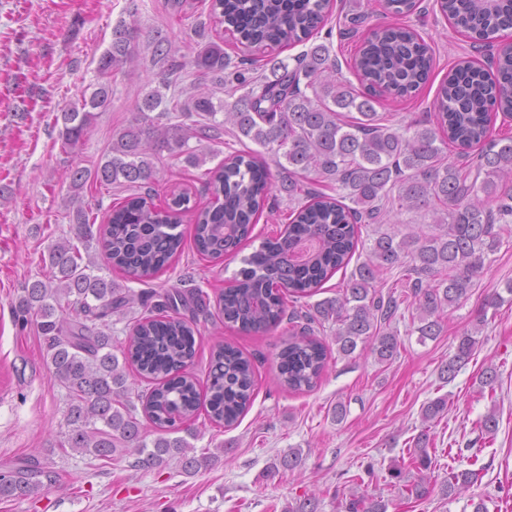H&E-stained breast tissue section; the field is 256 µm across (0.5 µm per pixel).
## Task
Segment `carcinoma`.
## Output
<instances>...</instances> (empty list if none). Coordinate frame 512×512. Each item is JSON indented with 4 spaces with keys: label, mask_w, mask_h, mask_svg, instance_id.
<instances>
[{
    "label": "carcinoma",
    "mask_w": 512,
    "mask_h": 512,
    "mask_svg": "<svg viewBox=\"0 0 512 512\" xmlns=\"http://www.w3.org/2000/svg\"><path fill=\"white\" fill-rule=\"evenodd\" d=\"M330 0H210L209 18L224 24L248 48L291 47L314 35L328 21ZM440 11L459 33L490 38L512 29V0H439ZM152 47L150 64L157 86L146 90L133 119L112 136L108 154L94 168L69 171L70 235L51 241L42 254L44 278L25 284L14 305L22 328L36 323L46 364L66 391V431L58 447L98 460L135 456V466L162 467L176 459L184 471L197 472L208 454L195 455L189 439L199 437L195 422L226 430L238 424L253 401L255 368L244 352L218 343L210 352L208 386L201 395L190 372L201 331L183 311L210 305L199 288L172 287L159 295L122 290L100 274L96 253L130 280L145 281L162 273L186 249L184 221L193 224L192 249L202 258L237 256L251 239L271 195L275 176L293 204L288 224L242 259L243 267L216 297L224 326L266 335L288 317V302L316 294L359 249V263L336 296L315 303L306 324L283 333L277 354L278 380L294 393L315 389L326 370L331 349L315 337V326L336 324V353L349 357L369 350L388 364L401 347L391 328L399 304L378 289L381 274L408 264L416 275L410 291L419 341L442 333L444 309L469 299L490 256L501 246V225L512 224V138L492 135L497 113L512 114V48L499 52L494 75L472 63L452 70L436 96L434 125L410 122L401 133L376 111L384 93L407 96L426 83L433 57L423 38L405 27L379 26L364 38L353 68L357 88L341 76L330 48L314 44L294 58L295 64L271 56L269 73L253 75L232 65L224 40L197 45L189 60L198 82L172 96L182 68L162 41L135 22L119 20L112 41L99 58L92 91L56 117L65 150L75 149L112 101V74L140 63L141 44ZM229 84V98L214 100L206 81ZM229 131L261 150H238L204 173L214 201L191 202L187 191L173 192L165 205L153 202V186L163 179V155L184 158L194 168L206 163L202 143H217ZM196 145H191L190 141ZM460 152L481 146L474 165L448 161V144ZM336 183L338 197L319 190ZM135 189L108 206L107 220L84 202L87 187ZM431 217L430 232H381L367 242L362 227L381 225L403 212ZM512 302V284L489 295L483 310ZM143 312L132 317L129 336L120 346L112 339V314ZM458 337L454 354L440 367V379L454 380L474 355L475 333ZM119 353H114V348ZM151 383L130 396L129 377ZM448 409L440 396L422 407L423 421H434ZM142 412L143 418L137 417ZM153 425L149 437L143 421ZM499 419L490 410L477 422L478 436L466 449L481 447L495 436ZM429 435L414 438L407 457L394 462L381 478L366 467L363 477L383 479L401 500L421 501L434 490L423 472L431 469ZM302 464L294 448L271 466L290 471ZM481 470L448 468L441 492L451 499L477 483ZM55 479L54 472L30 460L0 473V495H27ZM344 512H388L391 501L358 490L336 493Z\"/></svg>",
    "instance_id": "carcinoma-1"
}]
</instances>
